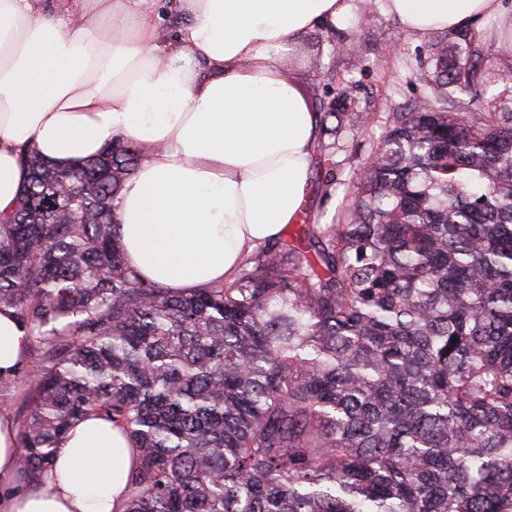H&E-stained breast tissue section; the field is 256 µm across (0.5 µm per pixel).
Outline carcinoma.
<instances>
[{"mask_svg": "<svg viewBox=\"0 0 512 512\" xmlns=\"http://www.w3.org/2000/svg\"><path fill=\"white\" fill-rule=\"evenodd\" d=\"M358 52L324 31L310 64ZM417 67L425 91L346 175L361 84L312 90L318 192H354L342 221L290 224L190 293L116 233L127 138L67 171L23 150L0 308L36 345L0 396L27 386L25 483L99 416L134 443L123 512H512V53L450 31Z\"/></svg>", "mask_w": 512, "mask_h": 512, "instance_id": "carcinoma-1", "label": "carcinoma"}]
</instances>
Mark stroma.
Returning <instances> with one entry per match:
<instances>
[{
  "mask_svg": "<svg viewBox=\"0 0 512 512\" xmlns=\"http://www.w3.org/2000/svg\"><path fill=\"white\" fill-rule=\"evenodd\" d=\"M373 3L379 16L370 29L359 35L365 61L354 71L372 102L371 116L349 145L343 162L348 170L363 163L383 140L389 113L399 103L421 94L417 60L437 39L433 33L425 38L407 34L396 20L384 14V0H373Z\"/></svg>",
  "mask_w": 512,
  "mask_h": 512,
  "instance_id": "1",
  "label": "stroma"
}]
</instances>
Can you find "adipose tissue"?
I'll use <instances>...</instances> for the list:
<instances>
[{"mask_svg": "<svg viewBox=\"0 0 512 512\" xmlns=\"http://www.w3.org/2000/svg\"><path fill=\"white\" fill-rule=\"evenodd\" d=\"M0 0V214L35 147L60 168L113 137L142 160L116 214L140 274L190 291L230 280L294 222L308 190L318 117L285 65L313 30L355 20L357 0H175L178 34L160 42L153 0H75L60 18ZM414 36L466 29L504 0H385ZM0 310V374L29 346ZM132 441L112 422L78 423L50 471L18 485V426L0 411V512H122Z\"/></svg>", "mask_w": 512, "mask_h": 512, "instance_id": "obj_1", "label": "adipose tissue"}]
</instances>
